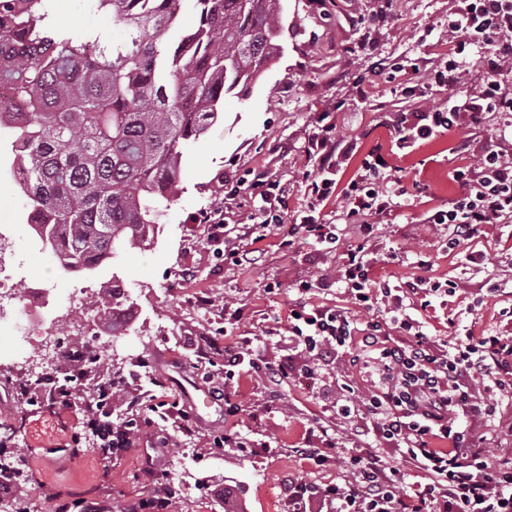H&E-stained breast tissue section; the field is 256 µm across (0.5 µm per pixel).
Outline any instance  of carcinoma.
Returning a JSON list of instances; mask_svg holds the SVG:
<instances>
[{
  "label": "carcinoma",
  "instance_id": "obj_1",
  "mask_svg": "<svg viewBox=\"0 0 512 512\" xmlns=\"http://www.w3.org/2000/svg\"><path fill=\"white\" fill-rule=\"evenodd\" d=\"M50 0H0V84L33 226L78 272L145 242L176 197L185 148L282 52V0H92L124 29L52 25ZM190 12L196 23L178 27ZM94 386L112 375L95 349Z\"/></svg>",
  "mask_w": 512,
  "mask_h": 512
}]
</instances>
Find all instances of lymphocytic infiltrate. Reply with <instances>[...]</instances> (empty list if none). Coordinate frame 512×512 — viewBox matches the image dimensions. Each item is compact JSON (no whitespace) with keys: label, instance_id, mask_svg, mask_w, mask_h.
I'll return each instance as SVG.
<instances>
[{"label":"lymphocytic infiltrate","instance_id":"obj_1","mask_svg":"<svg viewBox=\"0 0 512 512\" xmlns=\"http://www.w3.org/2000/svg\"><path fill=\"white\" fill-rule=\"evenodd\" d=\"M448 45L444 65L411 68L419 94L436 85L451 89L448 110L401 114L394 131L397 148L404 150L439 131L477 129L490 116H504L495 136L473 151L474 165L455 169L454 179L465 188L462 197L426 218L447 229L449 243L457 244L478 237L485 225L512 224V140L506 138L512 128V83L505 81L512 74V0H452ZM467 50L489 59L485 77L470 91L460 83L459 56ZM352 151L336 140L331 126L309 135L307 152L318 171L308 186L309 201L282 244L290 246L295 238L335 244L341 225L325 223L322 210L341 193L343 225L356 228L358 244L344 253L336 282L354 304L368 310L383 305L391 325L371 320L361 327L345 308L310 304L313 285L304 281L289 302L287 330L276 327L272 333H287L289 342L311 355L360 336L375 389L337 399L336 413L349 421L364 418L365 433L380 447L396 449L411 467H389L379 454L350 448L345 460L351 482L321 488L293 480L288 503L293 512H308L315 502L325 512H512V456L489 462L486 438L458 427L460 418L496 416L500 405L512 400V336L490 331L477 337L468 330L433 340L415 316L426 300L372 277L379 259L367 244L379 219L390 213L393 193L385 181L388 165L376 149L358 177L340 188L338 175ZM476 383L484 387V400L472 393Z\"/></svg>","mask_w":512,"mask_h":512}]
</instances>
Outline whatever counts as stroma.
I'll use <instances>...</instances> for the list:
<instances>
[{"label":"stroma","instance_id":"obj_1","mask_svg":"<svg viewBox=\"0 0 512 512\" xmlns=\"http://www.w3.org/2000/svg\"><path fill=\"white\" fill-rule=\"evenodd\" d=\"M448 7V0H287L278 39L282 55L248 96H226L218 122L187 148L182 192L163 217L153 245L123 253L112 263L138 302L129 316V335L113 339L111 315L86 299L73 301L65 321V366L87 349L116 342L115 382L126 396L139 398L140 415L152 419L128 452L90 449L92 433L83 424V410L76 404L61 406L48 385H31L26 396L17 397L10 380L26 375L39 349L36 343L16 345L0 335V434L11 433L8 454L28 462L29 479L20 495L33 512H57L61 496L72 502L73 512H86L93 501L101 512H125L129 502L149 498L159 482L176 486L166 512H224L228 497L237 502L238 512H288L287 480L303 478L320 487L349 481L343 464L318 467L296 449L316 421L352 446L348 424L334 415L332 402L344 388L363 392L371 385L359 339L337 348L335 361L309 380L292 378L275 387L263 372L246 364L237 367L229 383L237 405L232 415L223 400L200 401L203 392L214 389L205 376L208 367L223 369V357L210 365L195 358L208 337L223 336L228 303L243 309L240 331L254 338L260 359L295 367L307 362L305 351L267 330L286 322L296 284L313 282L311 304L352 308L334 278L354 235L343 236L333 251L303 240L282 247L278 228L258 226L262 201L249 184L256 173L268 172L283 190L285 217H292L307 200L314 176L307 139L320 122L335 124L340 140L359 143L360 153L347 162L350 177L363 151L377 144L390 149L392 125L401 113L447 109V88L434 87L424 97L403 93L392 67L415 63L425 69L445 56ZM50 19L77 34L122 32L89 0H51ZM459 141V135L444 133L395 157L403 170L392 186L396 205L368 244L375 255L396 249L404 256L380 265L383 280L454 282V293L434 296L419 314L426 332L442 340L452 320L477 334L488 329L512 333V227L486 226L479 238L452 248L443 227L430 229L424 222L463 192L452 171L471 158L459 154ZM217 209L223 210L226 224L256 225L248 242L255 257L251 267L225 263L223 243L208 240L204 217ZM29 237L20 232L13 241L25 260L13 290L24 294L31 278L53 275L58 293L68 296L70 280L57 277L54 257L29 250ZM472 253L484 256V267L467 262ZM181 405L191 409L197 428L177 439L173 433ZM228 427L269 443L270 452L215 447L214 437ZM466 429L485 434L492 457H500L512 449V406L490 420L471 419ZM74 436L81 439L76 451L58 452V445Z\"/></svg>","mask_w":512,"mask_h":512}]
</instances>
